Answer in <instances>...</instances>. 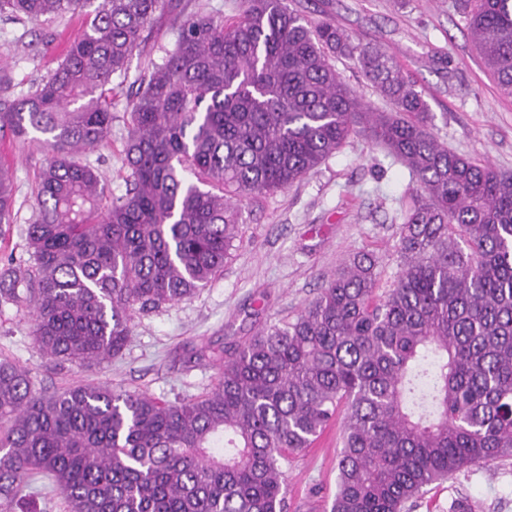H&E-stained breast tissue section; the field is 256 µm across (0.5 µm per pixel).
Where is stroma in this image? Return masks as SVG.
I'll use <instances>...</instances> for the list:
<instances>
[{"instance_id": "35a3bbf8", "label": "stroma", "mask_w": 512, "mask_h": 512, "mask_svg": "<svg viewBox=\"0 0 512 512\" xmlns=\"http://www.w3.org/2000/svg\"><path fill=\"white\" fill-rule=\"evenodd\" d=\"M308 20H327L353 40L393 57L414 79L432 115L434 134L458 154L512 173V97L504 95L473 46L455 0H292ZM83 18L18 22L0 18V69L8 96L34 90L81 32ZM146 36L151 57L133 55L112 97V129L98 148L78 154L97 168L108 193L125 191L123 167L127 96L149 59L172 47L170 16ZM44 154L33 142L0 138L15 204L0 270L11 250H22L35 214L34 191ZM413 182L383 147L356 137L339 153L285 190L241 204L243 222L224 270L190 299L135 314L122 355L88 367L49 358L31 334L29 310L0 301V358L26 369L36 389L76 384L141 390L168 401L208 392L217 369L189 362L192 349L229 350L269 322L292 318L325 282L358 253L379 259L380 290L399 267L396 200ZM341 427L332 422L286 469V512H329L336 490ZM410 512H512V456L470 466L427 487Z\"/></svg>"}]
</instances>
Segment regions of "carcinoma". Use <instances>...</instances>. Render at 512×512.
Instances as JSON below:
<instances>
[{"instance_id": "1", "label": "carcinoma", "mask_w": 512, "mask_h": 512, "mask_svg": "<svg viewBox=\"0 0 512 512\" xmlns=\"http://www.w3.org/2000/svg\"><path fill=\"white\" fill-rule=\"evenodd\" d=\"M91 0H0V16L79 13ZM176 0H100L34 91L0 98V131L38 132L45 162L25 256L0 299L30 308L47 356L90 366L122 355L135 312L189 299L224 268L239 202L285 189L354 136L409 170L398 200L399 271L375 296L359 254L295 317L226 356L200 397L77 385L47 394L0 361V512L44 476L68 512H285L288 457L343 416L331 512H406L424 488L512 456V174L431 131L415 81L384 52L287 0L190 16L127 105L125 194L75 155L105 141L114 78ZM470 35L512 96V0H459ZM357 62L362 102L333 59ZM13 193L0 166V225ZM336 66V71L342 76L350 89L366 104L377 109H388V105L379 98L363 74L352 59L349 58H336L333 62Z\"/></svg>"}]
</instances>
